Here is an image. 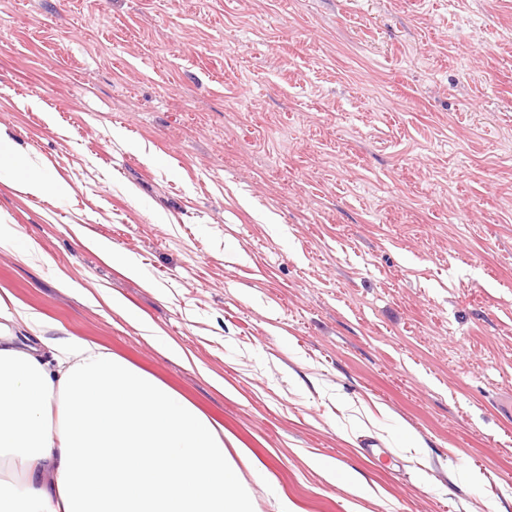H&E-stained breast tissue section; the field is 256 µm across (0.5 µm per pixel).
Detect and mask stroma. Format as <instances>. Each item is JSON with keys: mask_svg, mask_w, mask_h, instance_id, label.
<instances>
[{"mask_svg": "<svg viewBox=\"0 0 512 512\" xmlns=\"http://www.w3.org/2000/svg\"><path fill=\"white\" fill-rule=\"evenodd\" d=\"M0 129L73 189L0 179V293L223 424L263 512H512V0H0ZM97 247L104 252H112V262L125 271L128 276L137 277L142 274L143 268L133 255L112 250V247L106 244H99ZM313 466L319 471L321 476L331 483L339 485H349L355 483V475L344 469L340 470L336 468V464L332 462L324 461H312Z\"/></svg>", "mask_w": 512, "mask_h": 512, "instance_id": "stroma-1", "label": "stroma"}]
</instances>
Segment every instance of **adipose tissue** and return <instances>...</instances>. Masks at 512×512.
<instances>
[{
	"label": "adipose tissue",
	"instance_id": "1",
	"mask_svg": "<svg viewBox=\"0 0 512 512\" xmlns=\"http://www.w3.org/2000/svg\"><path fill=\"white\" fill-rule=\"evenodd\" d=\"M20 194L71 186L0 130ZM28 313L0 297V512H260L223 425L154 376L67 333L18 345Z\"/></svg>",
	"mask_w": 512,
	"mask_h": 512
}]
</instances>
